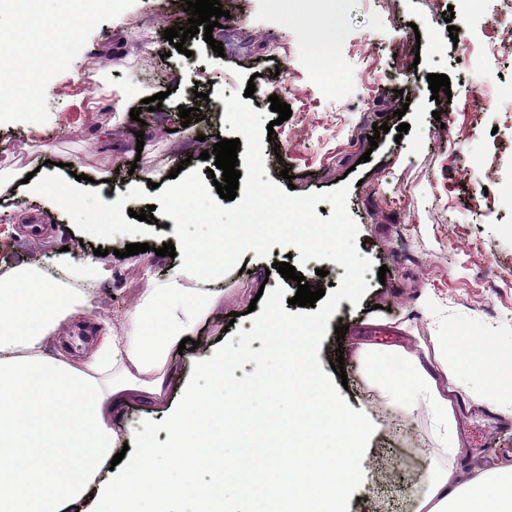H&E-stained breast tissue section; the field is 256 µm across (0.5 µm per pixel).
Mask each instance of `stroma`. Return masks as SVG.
Listing matches in <instances>:
<instances>
[{
  "mask_svg": "<svg viewBox=\"0 0 512 512\" xmlns=\"http://www.w3.org/2000/svg\"><path fill=\"white\" fill-rule=\"evenodd\" d=\"M183 2L96 0L94 24L47 48L62 64L32 104L20 103L21 85L0 84V171L38 170L68 183L70 162L91 150L110 177L88 184L66 209L30 206L21 191L1 199L0 274L36 260L52 266L64 248L97 260L109 275L92 287L91 315L124 335L134 300L177 264L157 254L177 240L168 217L150 224L135 217L155 202L147 176H168L187 159L210 181L214 162L201 152L234 136L224 99L254 86L249 105L276 124V141L263 144L267 179L295 184L300 196L348 184L356 248L374 265L360 302H339L318 352L327 373L343 358L347 376L333 383L375 426L349 512H414L436 469L454 467L465 482L511 461L512 405L484 402L480 373L449 381L433 350L451 333L495 336L512 349V47L499 40L512 27V0H220L230 12L212 32L220 55L200 34L187 39L183 54L165 40L164 30L187 24ZM332 26L335 47L324 61L315 40ZM405 45L418 55H401ZM431 74L449 77L451 100H432ZM160 92V110L142 109ZM272 95L289 104L287 121L271 111ZM183 106L199 108L202 120L183 125ZM398 109L403 117H395ZM403 122L408 133L395 137ZM381 123L388 133L370 145ZM130 243L150 249L124 256ZM99 247L104 256H95ZM299 256L293 246H273L265 258L246 251L193 345L174 355L165 399L129 395L114 428L147 427L164 439L170 402L183 386H205L202 363L218 336L252 329L247 309L259 288L281 285L295 296L296 282L271 266ZM381 266L386 274H378ZM342 325L348 331L340 340L334 329ZM386 346L420 353L447 388L460 455L440 453L426 406L407 410L379 388L365 352Z\"/></svg>",
  "mask_w": 512,
  "mask_h": 512,
  "instance_id": "1",
  "label": "stroma"
}]
</instances>
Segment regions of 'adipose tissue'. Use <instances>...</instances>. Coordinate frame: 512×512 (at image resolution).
Segmentation results:
<instances>
[{
  "label": "adipose tissue",
  "instance_id": "obj_1",
  "mask_svg": "<svg viewBox=\"0 0 512 512\" xmlns=\"http://www.w3.org/2000/svg\"><path fill=\"white\" fill-rule=\"evenodd\" d=\"M19 2L23 22L8 42L0 41V78L34 88L53 67L42 47L91 25L95 14L66 13L48 22L36 13L33 0ZM26 191L32 201L60 209L84 189L77 184L63 188L41 176L32 178ZM57 267L56 277L37 261L0 275V512H167L170 473L179 472L188 483L200 469L208 472L211 484L233 495L216 500L200 491L194 512H237L236 497L259 492L262 512H346L344 493L357 479L354 461L364 432L334 397L309 403L307 390L319 382L320 371L298 351L313 341L311 327L285 324L280 347L288 373L263 385L266 393L287 399L296 414L287 430V451L267 446L246 467L226 461L224 435L238 427L237 403L248 389L225 375L220 354L204 366L210 393L185 388L165 446L147 432L125 440L112 425V412L127 393L165 395L173 352L221 298L213 286L224 279L223 241L204 250L188 247L169 277L151 281L139 295L126 314L124 335H104L77 357L49 353L48 347L63 323L90 313L93 300L82 286L103 280L106 272L68 254L58 258ZM463 344L456 335L443 339L456 369L482 370L487 399L512 400V374L493 366L502 355L497 340L474 339L468 357L458 354ZM398 356L410 381L383 371L380 386L409 407L426 405L444 428L442 453L458 455L447 394L415 353L402 349ZM320 415L331 420L338 440L335 455L328 458L313 445ZM119 452L128 464L115 476L109 469ZM418 512H512V464L464 484L454 468L438 470Z\"/></svg>",
  "mask_w": 512,
  "mask_h": 512
}]
</instances>
